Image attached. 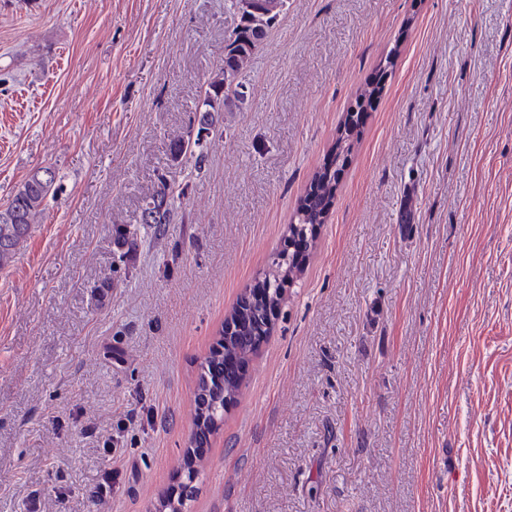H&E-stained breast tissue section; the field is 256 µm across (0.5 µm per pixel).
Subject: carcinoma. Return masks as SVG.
<instances>
[{"instance_id":"carcinoma-1","label":"carcinoma","mask_w":512,"mask_h":512,"mask_svg":"<svg viewBox=\"0 0 512 512\" xmlns=\"http://www.w3.org/2000/svg\"><path fill=\"white\" fill-rule=\"evenodd\" d=\"M243 0H230L235 25L224 46V60L206 83L195 105L190 122H198L200 129L217 132L223 127L224 113L239 112L245 105L240 100L239 88L246 85V69L253 56L262 47L269 30L276 24L283 11L272 16L244 10ZM361 123L343 124L324 164L316 171L304 195L300 198L291 223L288 238L311 233L313 227L326 221L328 210L336 195L338 174L344 161L360 140ZM207 153L206 140L201 134L195 138L179 136L170 143L171 166L176 167L186 156L203 161ZM55 182V173H34L14 191L7 206L0 208V268L7 265L28 236L34 221L44 210L46 200ZM174 184L167 175L158 178L152 195L141 211L140 223L153 229V234L163 233L164 225L185 221L175 206ZM301 273L300 263L292 254L281 249L271 257L269 272L259 278L250 289L248 306L231 313L234 330L223 337L219 348L210 352L201 364L196 389L197 409L203 419L201 429L224 417V398L235 397L242 385L237 370L225 368L224 357L234 356L239 362L250 360L258 347V339L268 336L272 317L283 301L285 284H291Z\"/></svg>"}]
</instances>
